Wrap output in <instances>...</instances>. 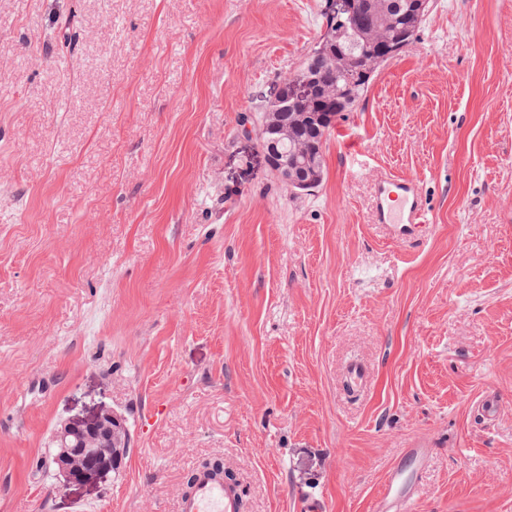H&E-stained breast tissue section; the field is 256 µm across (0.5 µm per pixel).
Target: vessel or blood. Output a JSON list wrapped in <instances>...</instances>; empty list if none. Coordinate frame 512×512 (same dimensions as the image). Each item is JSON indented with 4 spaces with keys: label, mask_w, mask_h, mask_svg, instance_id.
<instances>
[{
    "label": "vessel or blood",
    "mask_w": 512,
    "mask_h": 512,
    "mask_svg": "<svg viewBox=\"0 0 512 512\" xmlns=\"http://www.w3.org/2000/svg\"><path fill=\"white\" fill-rule=\"evenodd\" d=\"M375 221L401 225L405 235L418 232L426 221L427 210L422 189L411 179L380 174L375 181ZM426 460L421 444L405 449L401 464L393 466L375 500L373 512H413L415 473ZM239 494L225 484L221 475L196 471L191 487L179 498L177 512H239Z\"/></svg>",
    "instance_id": "vessel-or-blood-1"
}]
</instances>
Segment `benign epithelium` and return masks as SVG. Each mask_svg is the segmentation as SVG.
<instances>
[{"instance_id": "obj_1", "label": "benign epithelium", "mask_w": 512, "mask_h": 512, "mask_svg": "<svg viewBox=\"0 0 512 512\" xmlns=\"http://www.w3.org/2000/svg\"><path fill=\"white\" fill-rule=\"evenodd\" d=\"M275 175L291 190L307 192L313 186L305 172L277 170ZM55 464L70 484L98 486L117 470L128 452L129 435L123 419L110 409L89 418L72 419L55 433Z\"/></svg>"}]
</instances>
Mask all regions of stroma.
<instances>
[{"label": "stroma", "instance_id": "stroma-1", "mask_svg": "<svg viewBox=\"0 0 512 512\" xmlns=\"http://www.w3.org/2000/svg\"><path fill=\"white\" fill-rule=\"evenodd\" d=\"M321 2L0 0V512H177L213 458L243 512H372L417 440L415 512H512V0H430L297 194L240 124ZM104 406L126 460L67 485ZM375 221L401 224L404 235H414L425 224L427 210L419 184L393 174H380L375 180ZM55 464L69 484L98 486L117 470L128 452L129 435L123 419L111 409L89 418L72 419L55 433ZM85 460L83 466L77 460Z\"/></svg>", "mask_w": 512, "mask_h": 512}]
</instances>
